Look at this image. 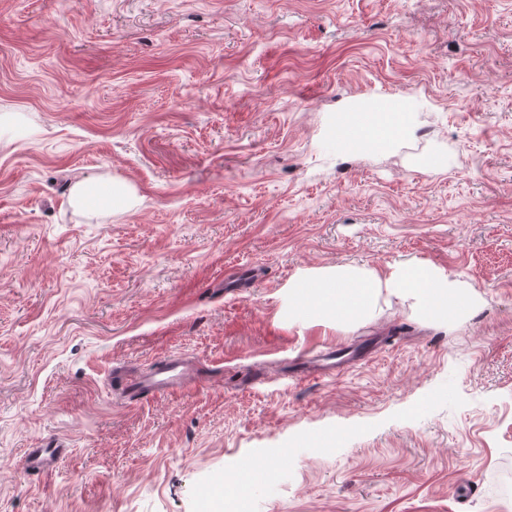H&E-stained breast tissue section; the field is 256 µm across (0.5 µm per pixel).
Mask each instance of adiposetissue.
Returning <instances> with one entry per match:
<instances>
[{
	"mask_svg": "<svg viewBox=\"0 0 512 512\" xmlns=\"http://www.w3.org/2000/svg\"><path fill=\"white\" fill-rule=\"evenodd\" d=\"M406 113L399 108H376L342 113L336 133L344 150H382L409 135ZM131 188L109 179L81 180L74 184L70 202L87 210H107L131 202ZM416 295L423 299L427 316L452 323L467 318L478 304L465 294L455 278L425 264H408L390 275L374 269L336 266L298 275L288 289L292 314L318 324L350 326L367 320L382 292Z\"/></svg>",
	"mask_w": 512,
	"mask_h": 512,
	"instance_id": "ef3b65f1",
	"label": "adipose tissue"
}]
</instances>
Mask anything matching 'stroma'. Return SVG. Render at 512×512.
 Instances as JSON below:
<instances>
[{
	"label": "stroma",
	"mask_w": 512,
	"mask_h": 512,
	"mask_svg": "<svg viewBox=\"0 0 512 512\" xmlns=\"http://www.w3.org/2000/svg\"><path fill=\"white\" fill-rule=\"evenodd\" d=\"M382 99L411 134L339 148ZM0 121V512H203L247 459L248 512H512V0H0ZM91 178L132 204L75 208ZM409 263L479 307L288 314L301 272ZM170 357L203 384L124 400ZM62 439H48L39 448H27L23 455L22 467L30 478L51 473L69 454Z\"/></svg>",
	"instance_id": "35a3bbf8"
}]
</instances>
